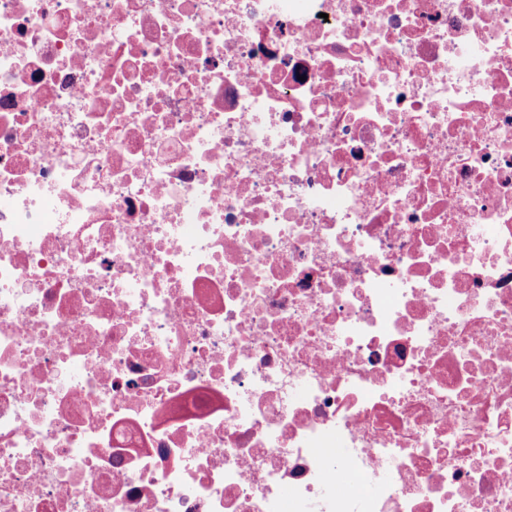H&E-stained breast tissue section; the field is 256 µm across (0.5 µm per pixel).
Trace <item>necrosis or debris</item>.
<instances>
[{"label":"necrosis or debris","instance_id":"obj_1","mask_svg":"<svg viewBox=\"0 0 512 512\" xmlns=\"http://www.w3.org/2000/svg\"><path fill=\"white\" fill-rule=\"evenodd\" d=\"M0 512H512V0H0Z\"/></svg>","mask_w":512,"mask_h":512}]
</instances>
